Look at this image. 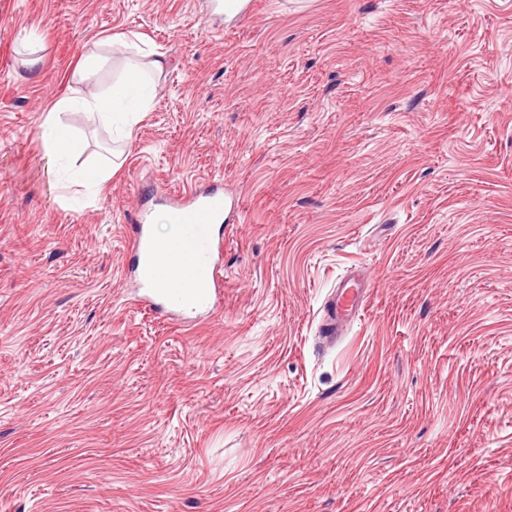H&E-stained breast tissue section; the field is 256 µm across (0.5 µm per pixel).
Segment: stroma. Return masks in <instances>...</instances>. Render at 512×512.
I'll use <instances>...</instances> for the list:
<instances>
[{
  "mask_svg": "<svg viewBox=\"0 0 512 512\" xmlns=\"http://www.w3.org/2000/svg\"><path fill=\"white\" fill-rule=\"evenodd\" d=\"M254 2L216 37L203 0H0V512H512V0ZM119 32L167 67L71 209L42 111L90 51L110 88ZM213 180L242 217L187 329L135 303L127 227ZM326 301L318 325V334L325 341H333L340 336L346 325L351 323L363 309L367 301V287L356 270H351L336 283Z\"/></svg>",
  "mask_w": 512,
  "mask_h": 512,
  "instance_id": "35a3bbf8",
  "label": "stroma"
}]
</instances>
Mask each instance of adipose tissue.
<instances>
[{"instance_id":"1","label":"adipose tissue","mask_w":512,"mask_h":512,"mask_svg":"<svg viewBox=\"0 0 512 512\" xmlns=\"http://www.w3.org/2000/svg\"><path fill=\"white\" fill-rule=\"evenodd\" d=\"M108 46L123 53L134 54L113 82L108 93H86L79 86L94 74L97 55L87 56L72 75L75 85L70 94L53 97L45 105L40 125L43 154L49 161V171L63 188L83 189L85 196L98 195L101 186L111 180L118 163L91 164L70 167V159L80 149V142L72 129L59 118L65 111H79L91 119L109 126L122 142H130L134 127L146 112L151 111L156 91V80L166 68L162 54L145 48L141 38L116 34L108 38Z\"/></svg>"}]
</instances>
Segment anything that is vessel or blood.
Here are the masks:
<instances>
[{
  "label": "vessel or blood",
  "instance_id": "obj_1",
  "mask_svg": "<svg viewBox=\"0 0 512 512\" xmlns=\"http://www.w3.org/2000/svg\"><path fill=\"white\" fill-rule=\"evenodd\" d=\"M251 4L252 0H207L206 15L211 20H232L247 15ZM164 205L174 226L167 245L154 242L148 222L132 229L133 282L156 312L188 326L213 310L222 297L224 246L213 228L240 213L241 203L239 198L226 197L223 187L214 184L178 191ZM366 301V285L357 272H349L337 282L323 307L319 336L335 340Z\"/></svg>",
  "mask_w": 512,
  "mask_h": 512
}]
</instances>
